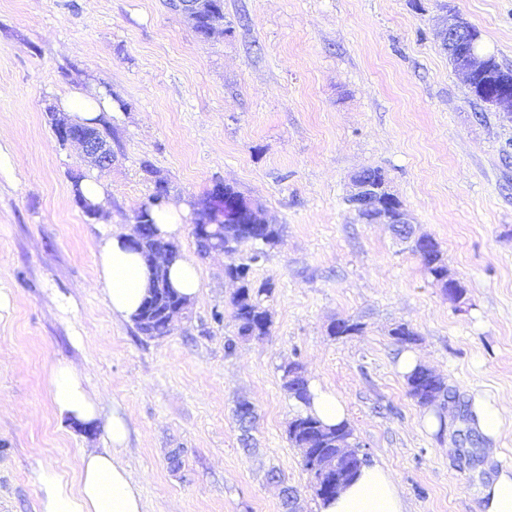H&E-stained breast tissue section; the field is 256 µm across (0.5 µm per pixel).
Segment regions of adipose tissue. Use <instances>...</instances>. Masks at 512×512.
<instances>
[{"label":"adipose tissue","mask_w":512,"mask_h":512,"mask_svg":"<svg viewBox=\"0 0 512 512\" xmlns=\"http://www.w3.org/2000/svg\"><path fill=\"white\" fill-rule=\"evenodd\" d=\"M97 256L108 310L114 319L134 320L151 285L150 268L120 231L104 234ZM49 397L55 411L72 420L90 422L100 415L98 395L70 364L52 367ZM128 432L126 415L113 412L106 425L109 447L83 452L74 475L35 467L31 480L39 491L38 512H145L142 487L121 458ZM319 512H405V503L388 469L366 465L335 498L320 502Z\"/></svg>","instance_id":"1"}]
</instances>
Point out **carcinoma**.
I'll list each match as a JSON object with an SVG mask.
<instances>
[{
	"label": "carcinoma",
	"mask_w": 512,
	"mask_h": 512,
	"mask_svg": "<svg viewBox=\"0 0 512 512\" xmlns=\"http://www.w3.org/2000/svg\"><path fill=\"white\" fill-rule=\"evenodd\" d=\"M201 26H219L224 24V0H204L201 12ZM489 66L487 70L476 78L474 85L470 86L473 94H479V90L487 93L497 91L500 83L512 81V69L502 66L495 56H488ZM163 202L158 195H150L137 210V218L143 225V233L140 234L139 249L144 250L157 246L169 249L170 261L180 258V251L176 243L165 241L157 235L155 222L151 215L154 206ZM283 227L278 224H226L224 228L216 229L212 244L231 243L234 245L231 254L232 264L235 269L224 271V275L236 280V288L230 299L232 308V320L236 336L240 338L260 339L269 334L271 327V315L263 305L261 296L270 293L268 288H254L251 273L253 266L265 256V248L274 246L280 239ZM442 254L439 243H431L423 246L415 255L420 259L425 274L432 282L441 284L448 278V267L440 258ZM153 296L150 305H143L138 313L139 319L135 321L138 330L146 331L149 336H168L172 328L161 316L163 309L174 301H184L181 296L165 279L155 282L151 286ZM395 342L402 346H408L417 342V333L407 323H398L395 327ZM283 388L290 398L301 405L310 403L309 381L305 371L298 362H290L283 366ZM409 394L417 403L427 408L434 402H440V411L436 412L439 428L443 429L446 419L443 408L449 402H456L457 394L445 381L433 371L418 367L407 375ZM235 416L239 423L242 435L240 442L246 451L252 449L251 429L256 420L255 407L247 400L237 402ZM353 430L346 421L327 426L318 418L303 411L297 412L289 424L288 440L295 448H304L313 445V451L327 458L329 463H336V440L348 441L352 439Z\"/></svg>",
	"instance_id": "carcinoma-1"
}]
</instances>
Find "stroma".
Segmentation results:
<instances>
[{
    "mask_svg": "<svg viewBox=\"0 0 512 512\" xmlns=\"http://www.w3.org/2000/svg\"><path fill=\"white\" fill-rule=\"evenodd\" d=\"M69 1L0 0V512H37L35 465L69 474L104 445L103 428L53 409L60 361L84 370L103 418L129 417L122 459L146 512H283L286 486L297 512H318L288 440L292 360L341 398L354 444L391 471L407 512H480L482 487L512 466V419L477 445L462 443L458 412L444 432L427 428L390 330L410 324L414 352L461 401L512 402V121L472 95L434 34L460 14L512 67V0H224L226 30L206 42L165 0ZM95 87L121 101L104 172L57 140L46 112ZM368 167L386 172L416 234L438 241L460 303L386 225L353 220L346 199ZM77 174L106 186L98 217L75 201ZM158 179L190 206L229 184L284 227L252 273L270 290L271 331L233 356L235 286L225 256H199L193 215L177 244L201 295L171 335L112 319L94 286L103 230L131 232ZM338 318L362 332L329 336ZM241 399L258 413L250 453ZM235 416L242 431L240 438L242 448L245 451H250L252 449L250 432L256 420L255 407L248 400H239L235 408Z\"/></svg>",
    "mask_w": 512,
    "mask_h": 512,
    "instance_id": "obj_1",
    "label": "stroma"
}]
</instances>
